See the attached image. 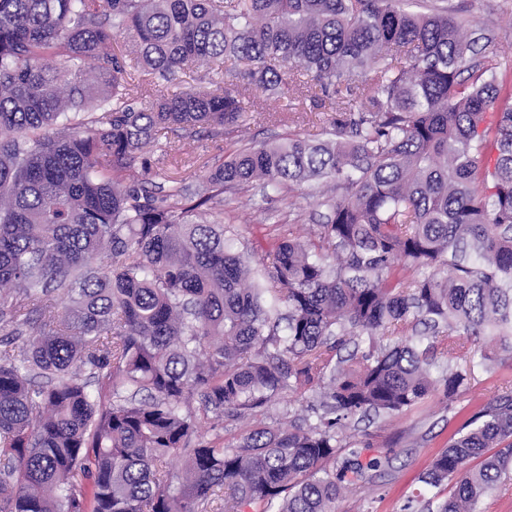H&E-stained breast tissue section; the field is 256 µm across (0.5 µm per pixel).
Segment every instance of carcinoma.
Masks as SVG:
<instances>
[{
    "label": "carcinoma",
    "mask_w": 512,
    "mask_h": 512,
    "mask_svg": "<svg viewBox=\"0 0 512 512\" xmlns=\"http://www.w3.org/2000/svg\"><path fill=\"white\" fill-rule=\"evenodd\" d=\"M408 5L0 0V512H332L381 466L338 456L356 415L451 399L482 337L509 343L512 82L468 20ZM253 89L320 102L329 138L254 143L192 195L131 175L172 132L242 125ZM256 182L327 210L259 270L216 219ZM364 336L392 342L337 359ZM290 390L311 413L224 444ZM458 434L421 477L454 485L437 512L512 480V389Z\"/></svg>",
    "instance_id": "carcinoma-1"
}]
</instances>
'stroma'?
Listing matches in <instances>:
<instances>
[{"mask_svg":"<svg viewBox=\"0 0 512 512\" xmlns=\"http://www.w3.org/2000/svg\"><path fill=\"white\" fill-rule=\"evenodd\" d=\"M436 6L455 10L489 35L487 50L498 64L499 74L512 76V0H434ZM262 109L233 133L215 134L201 129L188 134H170L184 158L194 163L195 177L189 189H196L202 174L223 163L240 146L254 141L273 140L291 130L284 120L288 97H262ZM232 218L238 237L257 249L254 265H261L285 233L308 237L322 222L323 206L315 194L288 190L271 191L261 186L237 196L224 207ZM484 349L496 357L490 368L475 371L477 384L454 399L436 392L411 409L397 415H371L352 421L345 432L349 448L358 451L361 461L380 458V468L370 484L359 493L346 494L333 505L334 512H402L408 497H415L413 512H434L433 489L420 481L433 459L449 445L455 431L487 402L505 383H512V349L497 341H485Z\"/></svg>","mask_w":512,"mask_h":512,"instance_id":"stroma-1","label":"stroma"}]
</instances>
